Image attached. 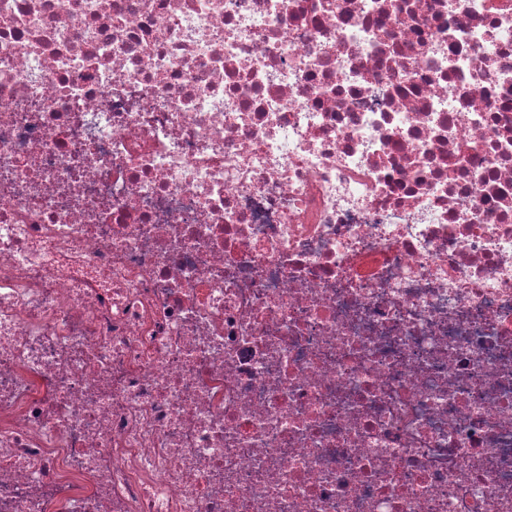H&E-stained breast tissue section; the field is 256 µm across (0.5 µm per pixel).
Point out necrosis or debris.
<instances>
[{
  "label": "necrosis or debris",
  "mask_w": 512,
  "mask_h": 512,
  "mask_svg": "<svg viewBox=\"0 0 512 512\" xmlns=\"http://www.w3.org/2000/svg\"><path fill=\"white\" fill-rule=\"evenodd\" d=\"M0 512H512V0H0Z\"/></svg>",
  "instance_id": "4bbe7bcc"
}]
</instances>
